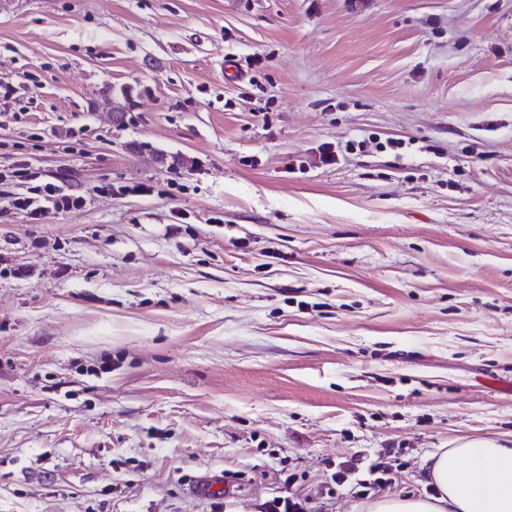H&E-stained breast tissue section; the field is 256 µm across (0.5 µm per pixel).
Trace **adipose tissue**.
Segmentation results:
<instances>
[{
	"mask_svg": "<svg viewBox=\"0 0 512 512\" xmlns=\"http://www.w3.org/2000/svg\"><path fill=\"white\" fill-rule=\"evenodd\" d=\"M433 494L381 496L358 512H512V439H457L427 460Z\"/></svg>",
	"mask_w": 512,
	"mask_h": 512,
	"instance_id": "adipose-tissue-1",
	"label": "adipose tissue"
}]
</instances>
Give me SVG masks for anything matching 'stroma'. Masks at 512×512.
<instances>
[{
  "instance_id": "stroma-1",
  "label": "stroma",
  "mask_w": 512,
  "mask_h": 512,
  "mask_svg": "<svg viewBox=\"0 0 512 512\" xmlns=\"http://www.w3.org/2000/svg\"><path fill=\"white\" fill-rule=\"evenodd\" d=\"M0 86L84 198H0V512H353L512 436V0H0ZM308 499L288 492V496H274L263 504V512H309Z\"/></svg>"
}]
</instances>
